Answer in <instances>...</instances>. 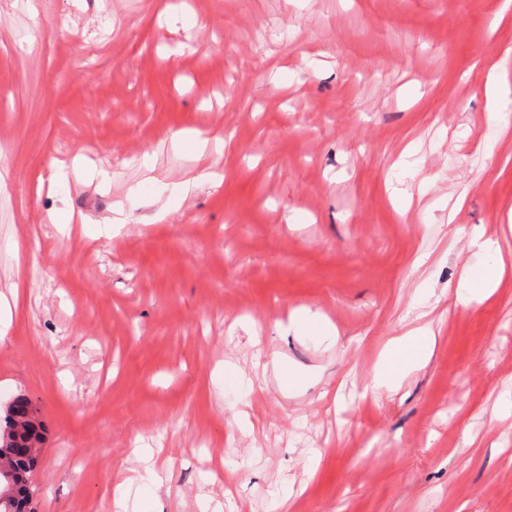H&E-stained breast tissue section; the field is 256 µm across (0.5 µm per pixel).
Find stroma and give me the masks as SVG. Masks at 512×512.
Segmentation results:
<instances>
[{
    "label": "stroma",
    "instance_id": "35a3bbf8",
    "mask_svg": "<svg viewBox=\"0 0 512 512\" xmlns=\"http://www.w3.org/2000/svg\"><path fill=\"white\" fill-rule=\"evenodd\" d=\"M504 2L0 0V407L42 410L36 512H113L141 446L156 512H270L287 478L286 512H512ZM203 165L222 183L172 198ZM475 231L506 270L463 303ZM299 307L335 345L285 331ZM424 326L428 360L372 391Z\"/></svg>",
    "mask_w": 512,
    "mask_h": 512
}]
</instances>
